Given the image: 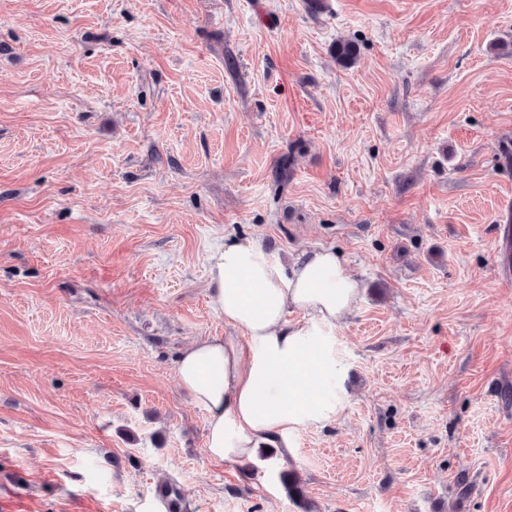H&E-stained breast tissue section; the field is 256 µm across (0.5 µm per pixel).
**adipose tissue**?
Segmentation results:
<instances>
[{
    "instance_id": "ef3b65f1",
    "label": "adipose tissue",
    "mask_w": 512,
    "mask_h": 512,
    "mask_svg": "<svg viewBox=\"0 0 512 512\" xmlns=\"http://www.w3.org/2000/svg\"><path fill=\"white\" fill-rule=\"evenodd\" d=\"M208 288L232 333L197 338L176 359L180 385L208 411V454L247 460L275 443L291 455L295 432L332 423L348 402L328 337L356 307L359 283L336 250L304 251L285 264L239 237L214 252ZM295 309L305 320H290Z\"/></svg>"
}]
</instances>
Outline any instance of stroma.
Listing matches in <instances>:
<instances>
[{
	"label": "stroma",
	"instance_id": "1",
	"mask_svg": "<svg viewBox=\"0 0 512 512\" xmlns=\"http://www.w3.org/2000/svg\"><path fill=\"white\" fill-rule=\"evenodd\" d=\"M504 42L512 0H0V512L168 479L191 512H512ZM237 237L361 286L346 408L286 463L214 462L176 376L231 333L207 285Z\"/></svg>",
	"mask_w": 512,
	"mask_h": 512
}]
</instances>
